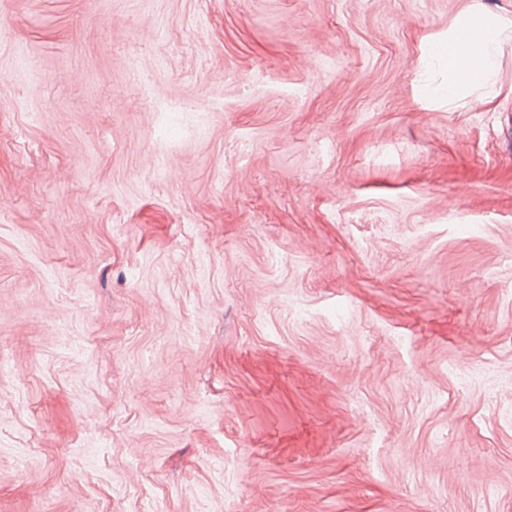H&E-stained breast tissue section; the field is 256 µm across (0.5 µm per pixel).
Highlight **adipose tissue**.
<instances>
[{
	"instance_id": "1",
	"label": "adipose tissue",
	"mask_w": 512,
	"mask_h": 512,
	"mask_svg": "<svg viewBox=\"0 0 512 512\" xmlns=\"http://www.w3.org/2000/svg\"><path fill=\"white\" fill-rule=\"evenodd\" d=\"M500 30L487 21L458 27L440 49V59L448 72L445 95H455L463 84L478 85L487 80L495 69L499 53ZM479 44L480 61H472L469 47Z\"/></svg>"
}]
</instances>
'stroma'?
<instances>
[{
	"mask_svg": "<svg viewBox=\"0 0 512 512\" xmlns=\"http://www.w3.org/2000/svg\"><path fill=\"white\" fill-rule=\"evenodd\" d=\"M475 19L0 0V512H512V41L426 60ZM503 30H497L487 21L465 24L458 27L448 42L440 49V59L448 72V86L444 94L451 98L462 84L478 85L487 80L495 69L499 53V39ZM477 42L481 50V60L474 63L475 47L470 53L469 46Z\"/></svg>",
	"mask_w": 512,
	"mask_h": 512,
	"instance_id": "stroma-1",
	"label": "stroma"
}]
</instances>
